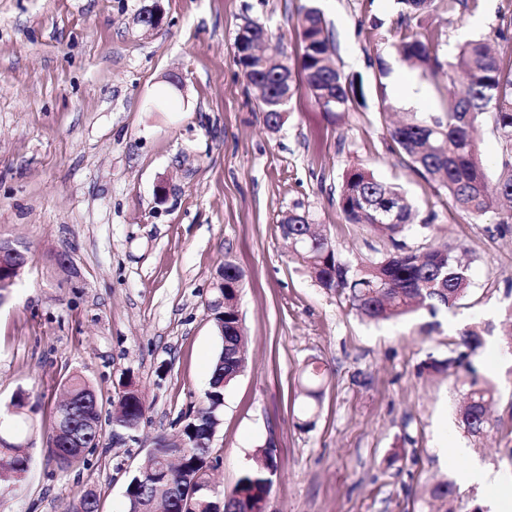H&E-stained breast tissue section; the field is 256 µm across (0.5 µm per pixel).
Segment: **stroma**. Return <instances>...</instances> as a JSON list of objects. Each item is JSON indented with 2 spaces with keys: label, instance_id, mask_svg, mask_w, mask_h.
<instances>
[{
  "label": "stroma",
  "instance_id": "stroma-1",
  "mask_svg": "<svg viewBox=\"0 0 512 512\" xmlns=\"http://www.w3.org/2000/svg\"><path fill=\"white\" fill-rule=\"evenodd\" d=\"M310 2L325 17L333 63L365 103L324 112L301 88L273 132L235 37L245 21L263 24L299 71L298 10ZM153 4L163 23L147 36L138 17ZM400 13L397 0H0V239L32 255L0 303V410L25 393L28 419L16 428L32 443L26 477L0 484V512H65L90 486L100 512H125V488L155 438L178 436L179 417L203 400L221 346L208 304L228 258L244 272L248 360L224 392L209 471L217 491L265 448L275 465L267 512H428L430 488L445 480L461 508L484 506L497 490L459 481L475 461L512 488V350L501 336L512 320V225L493 209L460 214L393 151L379 67L400 112L442 111L448 84L445 69L430 81L396 53ZM511 19L512 0H474L425 26L445 66L461 43ZM406 78L421 104L399 93ZM354 167L401 184L416 223L471 249L472 287L459 308L369 322L290 256L279 221L298 204L342 261L389 250L340 213L342 176ZM470 326L484 338L472 363L497 389L482 439L458 423L457 374L423 368L448 358ZM313 357L328 375L315 422L302 429L293 399ZM75 371L96 391L103 435L87 464L63 470L47 439ZM128 376L147 411L134 440L116 446L111 402ZM450 447L467 453L448 457ZM395 448L406 456L392 462Z\"/></svg>",
  "mask_w": 512,
  "mask_h": 512
}]
</instances>
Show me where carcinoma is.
Here are the masks:
<instances>
[{
  "label": "carcinoma",
  "instance_id": "obj_1",
  "mask_svg": "<svg viewBox=\"0 0 512 512\" xmlns=\"http://www.w3.org/2000/svg\"><path fill=\"white\" fill-rule=\"evenodd\" d=\"M402 5L401 17L423 19L437 8L435 0H397ZM301 42V74L303 84L323 112H349L364 102L362 90L346 83L341 72L326 59L330 36L320 11L303 7L298 18ZM509 40L502 27L493 37L466 42L452 68L466 80V89H453L448 77L444 111L413 115L402 125L390 130V138L398 152L407 158L408 167L443 190L448 204L468 216H481L492 199L512 201V51H496L492 40ZM398 54L421 69L422 75H435L439 66L433 31L424 33L402 30L395 43ZM237 63L248 84L261 85L260 96L265 123L270 125L286 112L288 103L281 101L283 92L276 69L259 71L251 65L243 49L237 48ZM489 128L500 143V175L489 185L479 165L477 132ZM338 207L348 224L369 227L381 232L391 242V250L380 257L367 259L353 270L342 262L337 249L328 248L324 231L310 222V216L297 205L288 211L283 237L292 253L302 259L316 285L327 292L347 296L356 313L371 321H382L426 309L436 315L451 310L464 300L471 288L469 264L458 256L468 252L464 245H453L435 238L412 247L400 236L411 224V205L401 189L375 177L364 168H352L343 176ZM244 273L232 260H224V314L214 315L221 348L216 355L203 407L195 414L182 416V446L156 448L145 459L140 470L130 479L125 490L127 508L139 512H155L162 504L166 512H189L188 504L202 502V512H257L264 507L272 487L273 462L268 452H261L255 465L246 470L235 485L217 493L200 487L205 472L211 468L213 448L208 429L211 416H221L224 392L246 367L242 354L245 345L242 319L237 306ZM457 346L462 351L444 360L431 359L424 367L445 373L455 366L474 371L468 358L483 346L481 330L471 327L460 333ZM326 368L312 361L305 365L299 383L303 397L302 412L314 415L322 396ZM468 392L459 409L464 430L480 437L490 429L489 407L495 390L486 381L473 377L467 381ZM66 394L71 396L74 433L81 447L74 448L62 436L51 435L56 446L48 452L63 469L84 463L100 445L102 423L99 402H87L95 393L90 381L80 373L66 378ZM125 416L141 422L147 406L145 399L132 398L125 403ZM31 463L28 446L0 447V480L19 482ZM430 497L439 504L440 512H457L456 490L451 482L435 484ZM66 512H99V495L93 488L80 491L68 503Z\"/></svg>",
  "mask_w": 512,
  "mask_h": 512
}]
</instances>
